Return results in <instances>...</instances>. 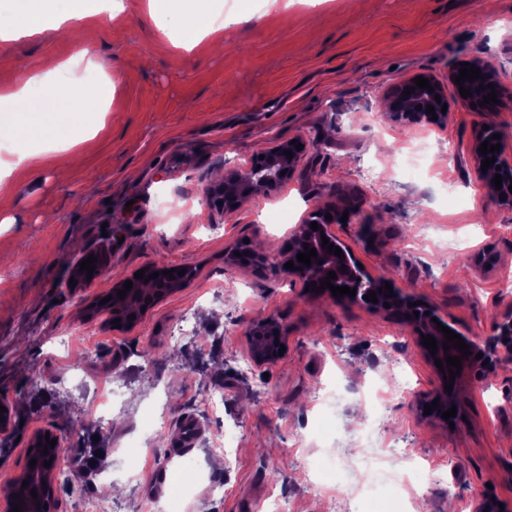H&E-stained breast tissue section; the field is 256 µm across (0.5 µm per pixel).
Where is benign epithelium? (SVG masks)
Masks as SVG:
<instances>
[{"label": "benign epithelium", "mask_w": 512, "mask_h": 512, "mask_svg": "<svg viewBox=\"0 0 512 512\" xmlns=\"http://www.w3.org/2000/svg\"><path fill=\"white\" fill-rule=\"evenodd\" d=\"M429 85L433 86V91L429 92L427 89H420L416 87L414 78H409L399 84L391 87L390 91L386 93V117L399 124H420L423 122L433 123L441 122L446 114L441 112L439 103L435 100V96H440L441 99L447 97V87L439 82L434 77L428 78ZM412 87L414 91L410 92V111H401L400 97L401 93L406 91L407 88ZM468 89L471 90V96L465 98L468 104H475V111L477 112H498L502 109L512 106V98L503 94L499 98V103L478 105L480 88L477 85H470ZM422 106V109H417V106ZM435 108L436 120H431V115L426 113L427 106ZM484 124L489 126V129L481 131L472 151V159L474 167L477 171H482L481 162L484 156L478 152L480 144L487 141L493 145L497 143H504L506 139L505 133L502 128L492 119L487 117ZM500 135V139L492 138V135ZM303 145V149L299 150L294 147V143ZM308 148V143L298 138L292 142L290 140L283 142H276L270 148L262 151L264 159H259V156H254L250 163L245 167L236 168L224 177V184L220 185V190L224 196V208L227 210L233 209L234 202L243 197H247L254 193L258 188H274L289 180L295 171L296 164L299 158L305 153ZM293 153V157L289 158L284 151ZM496 162L494 165L501 166L498 174L501 175L502 189L498 190L496 187H491V192L495 197L506 195V199L500 201V204L506 207H512V192L509 187L512 186V155L506 153L505 149L494 151ZM341 223V218L332 216L330 220H323L318 222V229L314 230L309 224H303L296 232V237L300 240H305L311 248H318L322 243V238L329 239V242H337L334 224ZM283 262H294V268L288 270V274L303 281H308L312 278L326 280L328 272L333 271L336 273L337 279L334 283L339 284L343 281L351 284V287L356 289V295L352 298L355 303L364 302L363 296L371 291H376L378 302H368V308L379 311L385 309L384 303L392 302H410V294L406 293L400 288H393L394 295L386 296L380 292V288L385 286L384 280L375 277L366 269L359 267V260L351 249L344 250V257L340 258L336 255H323L319 254L317 257L311 259V264L305 265L298 261L297 256L292 252L282 253ZM347 267V270H341V267ZM419 317H412L408 320L413 334L415 335L417 343H422L424 337L430 335L434 337L438 347L437 353L430 354L426 347H421L426 358L430 363H435V360L446 361V355L458 356L462 358L461 372L455 374L454 383L451 391H446L444 385H439L436 392L435 399L439 400V407L432 409L430 417L434 419H442V413L448 410V407L456 404L455 394L461 382L472 372H491L499 365L504 363H512V311H508L497 317L493 324L492 334L481 341H476L469 337H464L465 343L469 346L471 355L462 357V353L458 349L452 348L448 351L444 350L443 343L445 341L444 333L438 331L436 323L433 319L439 317L436 309L430 305L423 304L419 306ZM251 358L258 366L268 365L280 359L279 349L281 345L285 344V336L281 331V326L277 321L272 318H266L253 324L251 329ZM482 354V358H476L477 354ZM62 451L61 443H56L54 447L48 449V454L36 458V466L39 467L43 473L45 480L54 481V475L57 469V461ZM52 460L50 466L46 467L43 462Z\"/></svg>", "instance_id": "7a95c632"}]
</instances>
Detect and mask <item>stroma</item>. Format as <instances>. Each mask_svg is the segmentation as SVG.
Masks as SVG:
<instances>
[{"mask_svg": "<svg viewBox=\"0 0 512 512\" xmlns=\"http://www.w3.org/2000/svg\"><path fill=\"white\" fill-rule=\"evenodd\" d=\"M233 20L222 49L179 46L177 27L147 0H124L56 32L0 43V88L27 84L42 60L77 61L95 95L114 91L103 130L95 116L0 135L44 155L0 211V441L4 491L24 471L37 431L64 453L94 449L93 465L122 487L116 512H152L166 495L152 475L193 465L222 484L194 493L202 512H512V364L458 390L452 423L421 406L438 387L400 313L306 290L280 253L315 210L358 196L336 235L374 275L406 289L462 335L489 336L512 310V208L475 171L484 117L448 87L444 123L402 126L383 114L389 87L418 76L447 81L477 58L512 90V0H202ZM314 141L294 175L225 210L209 189L276 140ZM192 212L185 221L184 212ZM107 245L90 284L70 264ZM260 261L230 265L226 249ZM147 265L197 268L185 288L127 330L84 309ZM195 317L191 340L174 328ZM274 318L285 354L250 362L253 322ZM161 354L152 362L153 354ZM224 402L208 410V392ZM202 436L188 455L169 448L185 416ZM101 483L67 473L55 512H88Z\"/></svg>", "mask_w": 512, "mask_h": 512, "instance_id": "1", "label": "stroma"}]
</instances>
